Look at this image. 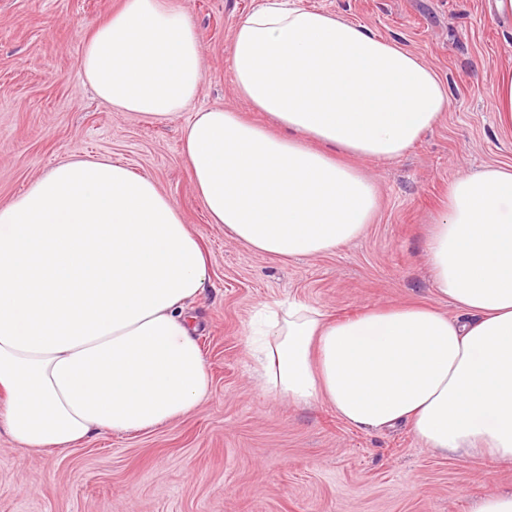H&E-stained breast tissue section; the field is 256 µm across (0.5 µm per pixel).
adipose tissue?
Instances as JSON below:
<instances>
[{
    "label": "adipose tissue",
    "instance_id": "adipose-tissue-1",
    "mask_svg": "<svg viewBox=\"0 0 512 512\" xmlns=\"http://www.w3.org/2000/svg\"><path fill=\"white\" fill-rule=\"evenodd\" d=\"M80 67L113 109L155 120L182 112L204 77L194 25L165 0H124ZM228 68L274 127L196 112L184 161L211 222L280 259L325 254L373 222L379 190L339 154L397 159L449 106L446 84L400 41L287 0L238 22ZM432 224L433 287L456 315L261 303L245 341L253 385L327 402L354 429L404 425L441 454L512 461V165L457 176ZM209 279L152 178L105 158L56 165L0 205V426L27 448H67L189 414L211 377L187 304Z\"/></svg>",
    "mask_w": 512,
    "mask_h": 512
}]
</instances>
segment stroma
<instances>
[{
  "label": "stroma",
  "mask_w": 512,
  "mask_h": 512,
  "mask_svg": "<svg viewBox=\"0 0 512 512\" xmlns=\"http://www.w3.org/2000/svg\"><path fill=\"white\" fill-rule=\"evenodd\" d=\"M193 23L203 52L197 98L165 120L100 101L80 71L91 32L123 0H0V204L73 157L112 158L150 176L205 249L211 278L191 305L211 377L191 413L154 429L101 432L30 450L0 427V512H472L512 491V462L443 457L406 427L345 425L328 404L298 406L250 383L245 340L263 301L293 297L334 317L374 304L438 301L425 255L430 218L456 175L512 164V126L493 110L512 71V28L491 0H295L399 40L447 84L439 124L404 156L357 166L377 184V218L359 238L287 261L242 246L210 223L182 156L195 112L244 109L227 67L233 29L259 0H167Z\"/></svg>",
  "instance_id": "35a3bbf8"
}]
</instances>
